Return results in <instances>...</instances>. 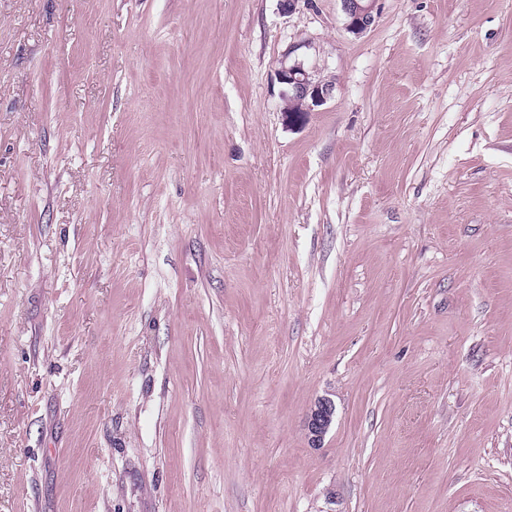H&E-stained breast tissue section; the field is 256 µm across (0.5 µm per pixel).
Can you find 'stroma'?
<instances>
[{"mask_svg":"<svg viewBox=\"0 0 512 512\" xmlns=\"http://www.w3.org/2000/svg\"><path fill=\"white\" fill-rule=\"evenodd\" d=\"M0 512H512V0H0ZM341 2L347 19L348 32L355 35L363 34L374 23L377 0H341ZM295 51H288V56L280 62L276 71L277 80L284 85V112H313L331 97L332 84L322 83L313 78L305 61L299 57L289 60ZM334 404L328 398L317 401L307 417V435L312 447H321L333 419Z\"/></svg>","mask_w":512,"mask_h":512,"instance_id":"stroma-1","label":"stroma"}]
</instances>
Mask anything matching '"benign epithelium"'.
<instances>
[{
    "mask_svg": "<svg viewBox=\"0 0 512 512\" xmlns=\"http://www.w3.org/2000/svg\"><path fill=\"white\" fill-rule=\"evenodd\" d=\"M346 16V29L354 35L366 32L375 21L377 0H341ZM277 80L284 85L285 112H312L331 97L333 86L313 78L305 61L296 57L284 59L276 71ZM334 404L328 398L317 401L307 417V435L312 447L319 448L333 419Z\"/></svg>",
    "mask_w": 512,
    "mask_h": 512,
    "instance_id": "obj_1",
    "label": "benign epithelium"
}]
</instances>
